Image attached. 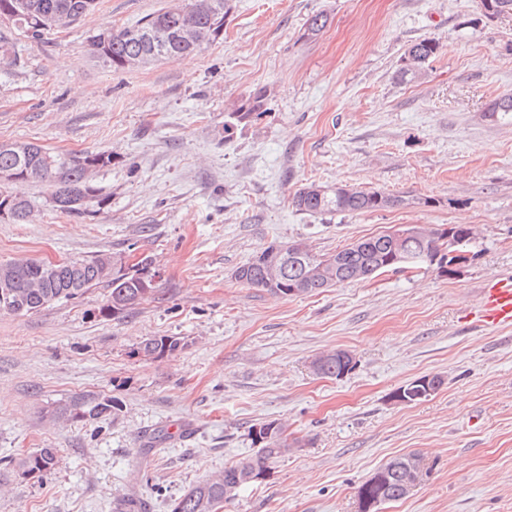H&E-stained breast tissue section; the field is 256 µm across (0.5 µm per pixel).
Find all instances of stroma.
Returning <instances> with one entry per match:
<instances>
[{"instance_id": "stroma-1", "label": "stroma", "mask_w": 512, "mask_h": 512, "mask_svg": "<svg viewBox=\"0 0 512 512\" xmlns=\"http://www.w3.org/2000/svg\"><path fill=\"white\" fill-rule=\"evenodd\" d=\"M170 4L97 0L40 41L0 20V141L113 157L94 176L110 200L90 218L49 204L48 183L0 185L34 205L30 222H0V263L116 253L161 273L155 300L115 316L102 285L0 313V512H171L252 457L248 430L270 421L293 450L224 512H356L359 485L409 453L430 475L380 512H512V327L473 317L485 281L512 275V124L482 117L512 94V17L485 19L479 0H232L223 40L189 57L116 71L91 54L100 29ZM320 12L326 28L306 38ZM423 39L437 56L400 81ZM261 88L266 114L225 130L228 108ZM312 182L406 203L297 211ZM401 224L473 226L479 251L455 278L423 267L291 298L233 277L271 244L327 254ZM151 336L184 346L134 355ZM336 349L355 370L317 375L313 358ZM425 375L442 387L392 401ZM89 392L118 401V418H50ZM161 429L169 439L144 451ZM41 448L57 449L55 469L20 480L17 459ZM439 46L436 41L423 39L411 44L402 57V66L398 73L401 80L418 78L436 57Z\"/></svg>"}]
</instances>
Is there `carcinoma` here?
<instances>
[{"instance_id":"carcinoma-1","label":"carcinoma","mask_w":512,"mask_h":512,"mask_svg":"<svg viewBox=\"0 0 512 512\" xmlns=\"http://www.w3.org/2000/svg\"><path fill=\"white\" fill-rule=\"evenodd\" d=\"M37 10L51 15L55 30L67 28L83 16L95 10L96 0H28ZM481 15L489 20L500 19L503 15H512V0H480ZM231 9L230 0H212L211 7L201 10L194 4L174 5L163 8L133 26L111 27L100 31L107 37V45L100 47L90 40L94 55L104 54L106 64L114 70L128 68V63L139 58L149 57L159 61L174 56L194 53L204 46L218 41L224 33V22ZM439 46L436 41L423 39L411 44L402 57L399 69L401 79H415L422 75L425 68L436 57ZM265 91L258 90L253 95L233 106L226 113L224 130L228 131L241 124H248L264 114ZM490 122L512 120V95L501 96L493 100L483 113ZM52 162L47 164L35 154L24 152L11 153L0 151V171L12 170L24 180L49 182L55 187L52 198L60 199L62 211L66 214L82 217L84 213L75 205L85 181L90 178L88 168L73 161L71 153H50ZM309 184L299 189L292 204L297 210L309 214L325 213H364L385 208L397 207L406 203L402 196L386 194L379 190H366L349 185L328 187L318 194L311 191ZM14 204L11 220L17 224L29 221L33 205L21 198H12ZM477 247L474 231L470 227L457 226L456 233L441 240L432 234L406 238L401 245L402 251L413 258L408 267L427 266L441 269L433 264L435 254L444 251H472ZM272 252L276 257L288 256L287 265L280 268L279 283L276 287L268 284V266L261 256L237 267L234 278L253 288H263L273 295L286 297L288 289L295 284L303 286V293L320 292L325 281L310 276L313 268L319 265L326 255L313 251L311 246L296 240L282 245H270L262 253ZM343 264L339 279L342 283H351L373 278L378 274L393 272L395 268L387 264L390 254L389 234H381L359 240L356 249H340ZM104 255L98 254L89 259H70L58 265V270L50 280H42V263L22 261L17 263L18 275L11 291L18 297L19 308L15 314H29L44 307L41 294L53 293L68 301L75 299L100 284L110 288L112 304H106L101 312L121 314L136 305L154 297L157 292L156 279L160 274L153 260L146 256L138 262V269L112 280L101 277ZM181 344L174 336H156L141 341L137 354L156 358L176 350ZM346 364L329 352L320 356L316 373L328 378L340 379L345 376ZM117 410L116 404L95 393H85L55 408L61 418L97 419L108 411ZM252 445L257 447L255 456L233 466L224 468V473L199 481L183 495L173 501L176 512H221L224 504L234 496L226 493L229 487L240 489L255 483L258 477L267 478L272 464L286 454L290 448L288 436L282 426L274 427L270 422L252 426L249 430ZM407 456L394 458L381 466L383 482L371 486L367 495L373 506L369 512H379V505L397 501L404 495L403 467ZM58 463V451L55 448H41L21 458L16 473L24 470L39 469L48 474Z\"/></svg>"}]
</instances>
